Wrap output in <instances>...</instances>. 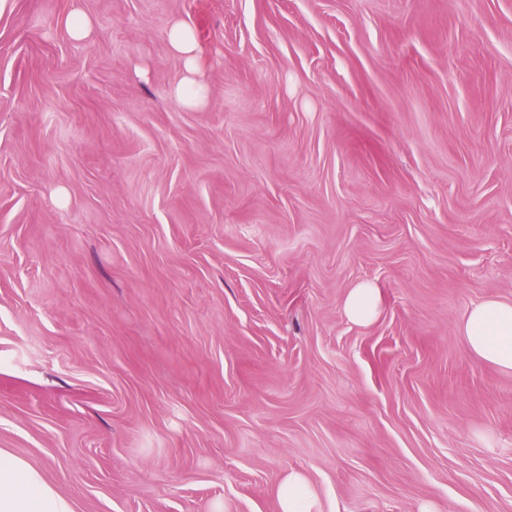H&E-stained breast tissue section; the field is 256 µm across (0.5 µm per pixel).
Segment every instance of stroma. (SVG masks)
Returning <instances> with one entry per match:
<instances>
[{
    "instance_id": "35a3bbf8",
    "label": "stroma",
    "mask_w": 512,
    "mask_h": 512,
    "mask_svg": "<svg viewBox=\"0 0 512 512\" xmlns=\"http://www.w3.org/2000/svg\"><path fill=\"white\" fill-rule=\"evenodd\" d=\"M491 297L512 0L0 8V448L73 512H277L291 470L322 512H512V371L456 329ZM64 24L69 35L78 41L89 38L95 28L94 20L79 9L71 10L65 16ZM170 52L182 62L183 75L170 88V95L186 108L198 109L207 105L208 86L202 67V49L192 28L181 21H172L168 28ZM380 305L379 289L372 282L364 281L349 288L343 302V311L351 323L368 325L377 318Z\"/></svg>"
}]
</instances>
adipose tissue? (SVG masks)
I'll use <instances>...</instances> for the list:
<instances>
[{"instance_id":"ef3b65f1","label":"adipose tissue","mask_w":512,"mask_h":512,"mask_svg":"<svg viewBox=\"0 0 512 512\" xmlns=\"http://www.w3.org/2000/svg\"><path fill=\"white\" fill-rule=\"evenodd\" d=\"M168 46L183 66L181 79L170 89L171 96L187 108L206 106L208 86L195 32L184 22L172 21ZM380 305L379 289L364 281L348 290L343 311L351 323L367 325L377 318ZM458 331L469 353L501 370L512 371V301L489 298L475 305L460 321ZM277 501L278 512H319L318 488L296 470L283 476ZM0 512H72V508L43 481L38 470L0 449Z\"/></svg>"}]
</instances>
